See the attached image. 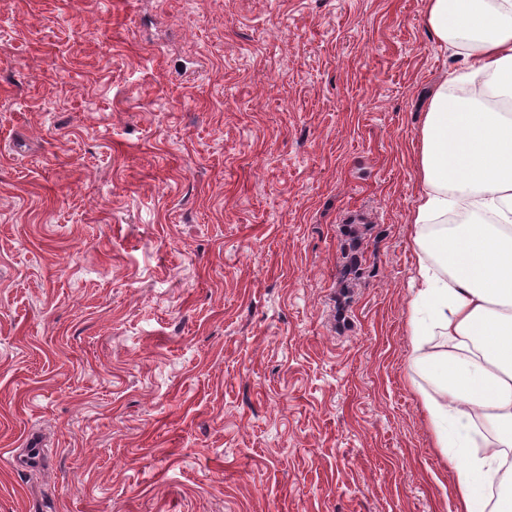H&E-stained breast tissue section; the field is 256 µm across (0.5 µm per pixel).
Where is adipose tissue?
<instances>
[{
    "mask_svg": "<svg viewBox=\"0 0 512 512\" xmlns=\"http://www.w3.org/2000/svg\"><path fill=\"white\" fill-rule=\"evenodd\" d=\"M465 57L420 130L412 367L458 512H512V0H426Z\"/></svg>",
    "mask_w": 512,
    "mask_h": 512,
    "instance_id": "1",
    "label": "adipose tissue"
}]
</instances>
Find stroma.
I'll list each match as a JSON object with an SVG mask.
<instances>
[{
  "instance_id": "obj_1",
  "label": "stroma",
  "mask_w": 512,
  "mask_h": 512,
  "mask_svg": "<svg viewBox=\"0 0 512 512\" xmlns=\"http://www.w3.org/2000/svg\"><path fill=\"white\" fill-rule=\"evenodd\" d=\"M425 9L0 0V512H457L409 370L465 65ZM348 224L347 237H348V248L347 256H345L346 262L343 265L342 272V288H352L353 281L359 279L361 275V261L359 257V249L362 243L363 231L366 229V225L362 224Z\"/></svg>"
}]
</instances>
